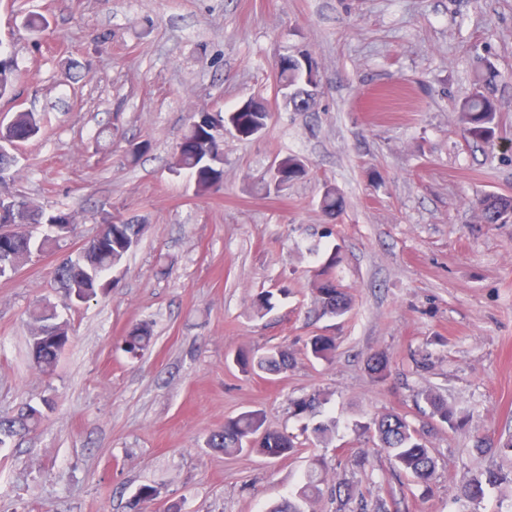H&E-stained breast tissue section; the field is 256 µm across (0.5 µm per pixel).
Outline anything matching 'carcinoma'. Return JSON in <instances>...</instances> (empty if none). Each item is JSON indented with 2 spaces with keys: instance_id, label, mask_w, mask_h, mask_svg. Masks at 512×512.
I'll list each match as a JSON object with an SVG mask.
<instances>
[{
  "instance_id": "obj_1",
  "label": "carcinoma",
  "mask_w": 512,
  "mask_h": 512,
  "mask_svg": "<svg viewBox=\"0 0 512 512\" xmlns=\"http://www.w3.org/2000/svg\"><path fill=\"white\" fill-rule=\"evenodd\" d=\"M17 65L12 52L0 45V98L11 94ZM277 80L288 82L293 92V111L313 112L316 100L309 95V85L320 82L318 66L313 57L304 52L288 65V71L280 72ZM496 73L490 61H477L472 91L459 105L463 135L474 142L489 143L498 130V102L494 94ZM235 119L249 126L267 119L263 101L250 100ZM226 113L217 110L204 112L187 127L175 148L172 171H184L193 181L194 194L207 196L220 190L224 180V139L216 133V127L224 125ZM42 129V117L33 111H20L0 126V185L4 184L11 170L7 155L9 146L37 137ZM282 180L290 184L306 175V166L297 156L281 159ZM344 205L343 197L335 187L324 186L320 199L323 212L333 216ZM487 224L512 222V196L487 194L472 201ZM75 223V214L56 209L46 211L33 207L24 197L6 188H0V227L9 226L12 231L0 236V277L17 272L38 255L53 251L59 246L56 227ZM147 224H129L115 217L105 216L98 224L96 235L81 252L67 256L55 268V280L63 289L64 296L73 304L85 303L99 295L107 294L112 281L107 275L122 268L128 253L138 244ZM341 246L333 248L313 284L315 303L322 315L339 317L350 311L352 297L336 284L333 269L341 261ZM32 325L41 335L30 336L29 352L34 366L42 373L55 370L60 354L69 344V326L60 320L56 307L43 304L29 312ZM153 340V328L149 322L134 325L123 338L124 350L136 355L146 350ZM307 354L317 360L329 362L336 357V339L329 335H316L307 343ZM241 372L258 375H279L294 365L292 353L286 346H277L262 353L242 350L236 356ZM367 369L371 375L384 380L390 372V360L383 353L368 357ZM429 407L431 419L450 428L458 425L457 412L448 401L432 390L420 392ZM325 401V393L316 391L292 402L296 416H313ZM41 418V412L33 406L23 408L12 418H0V447L22 432L30 431ZM363 432L377 439L394 467L409 474L416 481L427 484L435 473V460L423 434L412 426L400 413L377 415L361 425ZM206 445L226 455L243 450L255 451L270 459L284 457L296 448L294 436L265 426V419L258 411L243 412L224 420V427L212 432ZM503 483L512 485V475L499 469L489 468L469 479L462 486L461 496L472 504L481 502L487 490ZM336 512H345L348 504L359 494L358 485L352 481H337L332 489ZM322 495L317 471L311 470L297 489L295 499L284 500L270 512H305L303 506L312 505Z\"/></svg>"
}]
</instances>
